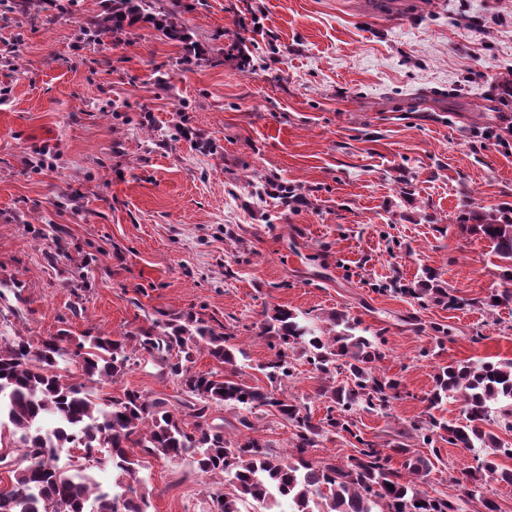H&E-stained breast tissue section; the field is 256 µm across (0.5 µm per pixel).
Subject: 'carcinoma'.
Wrapping results in <instances>:
<instances>
[{"label": "carcinoma", "instance_id": "obj_1", "mask_svg": "<svg viewBox=\"0 0 512 512\" xmlns=\"http://www.w3.org/2000/svg\"><path fill=\"white\" fill-rule=\"evenodd\" d=\"M150 0H106L105 16L86 21V34L119 33L148 22L164 39L183 42L179 0L163 11H150ZM471 236L489 241L503 262L500 278L512 282V207L496 212L474 210L461 224ZM415 298L446 299L437 275L426 269ZM324 329L286 308H279L260 326L259 335L276 350L260 367L270 387L249 386L238 380L240 366L234 336L218 332L191 314L153 322L121 339L100 333L72 336L66 330L36 341L0 337V449L23 450L12 470L14 490L0 496V512H148L149 501L141 470L142 455L190 459L201 474H222L231 491L214 501L215 512H242L244 503H257L262 512H459L458 502L423 489L433 466L398 442L390 448L366 439L351 428L356 411L385 410L398 395L400 383L377 372L384 358L381 338L356 334L358 323L331 315ZM136 342L143 353L179 380L194 397L193 422L170 409L164 398H149L126 388L117 396H102L86 384L73 382L66 365H75L87 381L115 380L133 365L127 344ZM298 350L312 370L331 382L319 391L327 399L324 418L313 421L307 407L279 398L277 388L294 376L289 353ZM207 352L221 370L192 371L196 355ZM348 373L347 382L336 375ZM454 397L464 421L450 424L426 413L409 423L407 432L438 456L437 443L484 450L475 465L463 471L462 483L489 477L512 484V469L498 463L512 458V443L487 428L494 423L512 432V359H478L452 363L435 375L425 398L432 409ZM244 411L240 425L253 429L248 415L267 408L294 428V445L286 457L272 452L261 440L243 434L224 437V430L207 423L212 405ZM345 432L355 440V453L340 466L309 456L327 434ZM66 448L69 468L58 465ZM140 449L137 454L134 449ZM105 452L112 463V490H104L85 474L86 462ZM404 457L403 470L391 466L393 455Z\"/></svg>", "mask_w": 512, "mask_h": 512}]
</instances>
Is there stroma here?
Masks as SVG:
<instances>
[{
  "label": "stroma",
  "mask_w": 512,
  "mask_h": 512,
  "mask_svg": "<svg viewBox=\"0 0 512 512\" xmlns=\"http://www.w3.org/2000/svg\"><path fill=\"white\" fill-rule=\"evenodd\" d=\"M104 0H0V335L107 333L191 313L233 333L240 379L267 386L258 327L285 307L381 335L378 367L402 393L355 431L439 458L427 488L461 495L473 455L403 439L439 367L512 359V302L465 207L512 205V0H182L187 43L141 22L90 41ZM258 28H251V20ZM506 135L508 146L485 139ZM305 202L292 211L273 185ZM449 301L411 293L423 268ZM285 395L322 419L323 379L303 357ZM133 388L189 411L150 359L100 394ZM253 434L279 454L293 429L260 409ZM149 512H212L223 475L151 457ZM462 512H512L483 478Z\"/></svg>",
  "instance_id": "stroma-1"
}]
</instances>
